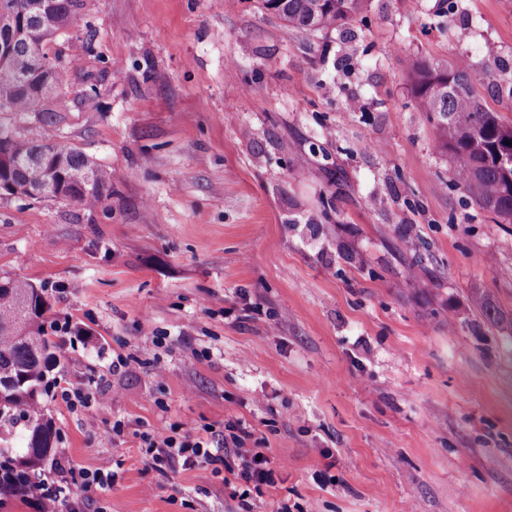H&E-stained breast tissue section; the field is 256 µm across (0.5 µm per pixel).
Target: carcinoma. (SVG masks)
I'll use <instances>...</instances> for the list:
<instances>
[{
    "label": "carcinoma",
    "instance_id": "1",
    "mask_svg": "<svg viewBox=\"0 0 512 512\" xmlns=\"http://www.w3.org/2000/svg\"><path fill=\"white\" fill-rule=\"evenodd\" d=\"M84 0H0V112H29L62 85L65 71L35 67L31 52L47 47L75 23ZM366 0H261L288 26L308 32L336 28ZM419 108L435 118L440 143L456 160L455 178L475 203L512 224V121L477 97L465 64L445 69L423 64L415 73ZM0 183L35 200H63L91 209L112 196V174L84 153L55 138L50 122L0 152ZM45 289L21 277L0 276V438L24 422V468L0 481V496L20 497L26 471H40L54 453L56 432L40 399L58 341L42 322Z\"/></svg>",
    "mask_w": 512,
    "mask_h": 512
}]
</instances>
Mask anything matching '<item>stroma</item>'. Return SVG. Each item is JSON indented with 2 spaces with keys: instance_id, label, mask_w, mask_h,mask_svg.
Segmentation results:
<instances>
[{
  "instance_id": "obj_1",
  "label": "stroma",
  "mask_w": 512,
  "mask_h": 512,
  "mask_svg": "<svg viewBox=\"0 0 512 512\" xmlns=\"http://www.w3.org/2000/svg\"><path fill=\"white\" fill-rule=\"evenodd\" d=\"M50 51L66 83L0 127L51 119L112 196L0 197V273L79 328L50 375L97 400L43 404L57 456L113 475L87 512H512V224L412 83L466 61L512 121V0H368L311 34L259 0H85ZM237 421L259 495L142 446Z\"/></svg>"
}]
</instances>
